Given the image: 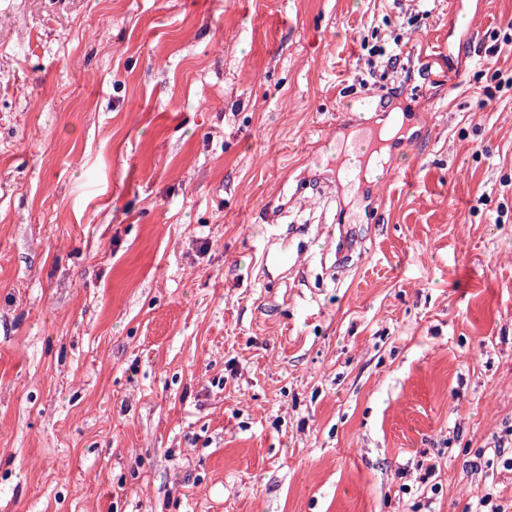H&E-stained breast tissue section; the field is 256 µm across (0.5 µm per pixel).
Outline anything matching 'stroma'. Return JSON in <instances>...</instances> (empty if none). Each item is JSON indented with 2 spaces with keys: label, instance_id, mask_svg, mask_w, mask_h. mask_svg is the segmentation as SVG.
<instances>
[{
  "label": "stroma",
  "instance_id": "obj_1",
  "mask_svg": "<svg viewBox=\"0 0 512 512\" xmlns=\"http://www.w3.org/2000/svg\"><path fill=\"white\" fill-rule=\"evenodd\" d=\"M450 7L0 0V512L512 505V0L452 73ZM396 87L413 177L318 201Z\"/></svg>",
  "mask_w": 512,
  "mask_h": 512
}]
</instances>
